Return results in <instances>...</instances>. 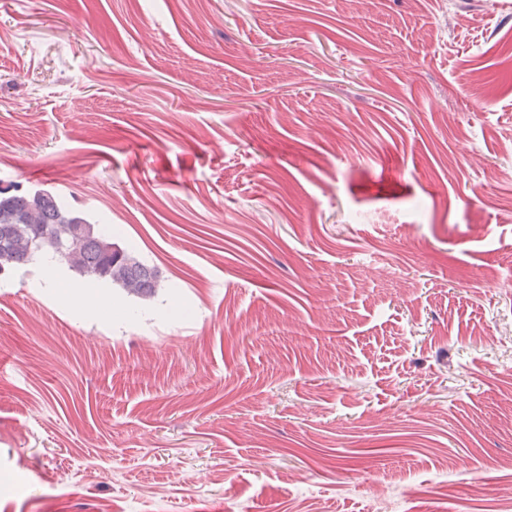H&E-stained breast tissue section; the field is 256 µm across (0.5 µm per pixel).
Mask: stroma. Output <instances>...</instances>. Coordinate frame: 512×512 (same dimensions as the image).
I'll return each instance as SVG.
<instances>
[{"label": "stroma", "mask_w": 512, "mask_h": 512, "mask_svg": "<svg viewBox=\"0 0 512 512\" xmlns=\"http://www.w3.org/2000/svg\"><path fill=\"white\" fill-rule=\"evenodd\" d=\"M164 286L0 278V512L512 507V0H0V186Z\"/></svg>", "instance_id": "35a3bbf8"}]
</instances>
